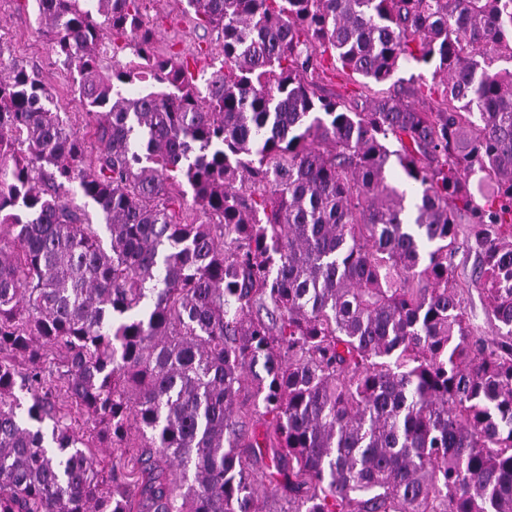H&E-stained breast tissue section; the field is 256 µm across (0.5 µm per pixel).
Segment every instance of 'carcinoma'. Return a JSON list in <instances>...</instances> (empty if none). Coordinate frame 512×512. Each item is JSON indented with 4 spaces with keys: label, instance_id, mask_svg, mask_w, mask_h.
<instances>
[{
    "label": "carcinoma",
    "instance_id": "1",
    "mask_svg": "<svg viewBox=\"0 0 512 512\" xmlns=\"http://www.w3.org/2000/svg\"><path fill=\"white\" fill-rule=\"evenodd\" d=\"M36 2L95 157L0 73V512H263L260 448L279 512H512V0H186L224 51L204 93L143 0ZM326 55L429 72L439 107L321 94ZM455 264L457 265L455 274L461 280L465 279L470 282L469 292L465 296L464 304L467 312L472 316L474 322L481 326L484 336L491 339L494 337L496 329L494 322L491 323L485 310L482 286L475 281V255L460 249L455 258ZM268 463V458L258 459V461L254 464V472L255 477L258 480V490L262 497L267 501L268 506L278 507L281 503L280 496L276 492L275 482H270L268 477V470L266 468V464Z\"/></svg>",
    "mask_w": 512,
    "mask_h": 512
}]
</instances>
